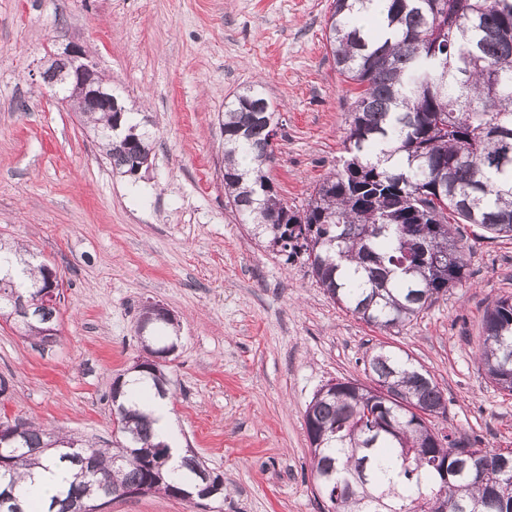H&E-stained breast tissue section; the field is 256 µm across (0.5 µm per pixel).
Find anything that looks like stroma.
Wrapping results in <instances>:
<instances>
[{
  "mask_svg": "<svg viewBox=\"0 0 512 512\" xmlns=\"http://www.w3.org/2000/svg\"><path fill=\"white\" fill-rule=\"evenodd\" d=\"M332 0H0V238L61 279L59 335L36 346L0 319V417L112 444L113 380L139 353L143 306L180 324L166 362L183 448L223 475L202 506L163 495L107 512H323L304 411L326 381H365L377 346L406 351L447 400L440 431L512 448V395L476 356L486 310L512 295V238L459 227L462 286L381 331L251 239L224 194L218 118L258 86L279 121L270 175L306 203L343 158L354 91L327 46ZM83 44L117 97L152 116L146 171L113 172L93 131L44 86L46 46Z\"/></svg>",
  "mask_w": 512,
  "mask_h": 512,
  "instance_id": "stroma-1",
  "label": "stroma"
}]
</instances>
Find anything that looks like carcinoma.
I'll list each match as a JSON object with an SVG mask.
<instances>
[{
  "label": "carcinoma",
  "mask_w": 512,
  "mask_h": 512,
  "mask_svg": "<svg viewBox=\"0 0 512 512\" xmlns=\"http://www.w3.org/2000/svg\"><path fill=\"white\" fill-rule=\"evenodd\" d=\"M379 16L384 34L364 20ZM328 48L340 75L358 86L342 164L315 185L302 209L288 205L266 168L271 103L255 91L224 111V190L242 221L285 263L303 259L339 306L381 331L402 327L467 278L456 224L512 237V0H333ZM74 110L93 125L112 169L136 175L150 160L148 121L124 113L129 139L112 130L110 94L87 98L68 87ZM0 317L19 296L49 285L48 265L25 247L0 242ZM57 305L44 306L23 333L42 345ZM155 345L136 387L111 390L112 447L15 422L0 431V512H24L31 469L46 459L72 478L38 512H84L130 488L202 505L204 476L224 483L193 453L187 476L153 439V395L170 399L156 350L177 341L175 325L153 327ZM476 355L485 375L512 393V295L483 318ZM369 383L340 378L318 390L304 422L311 476L325 512H512V451L479 448L434 431L444 396L434 377L383 346L366 357Z\"/></svg>",
  "instance_id": "1"
}]
</instances>
